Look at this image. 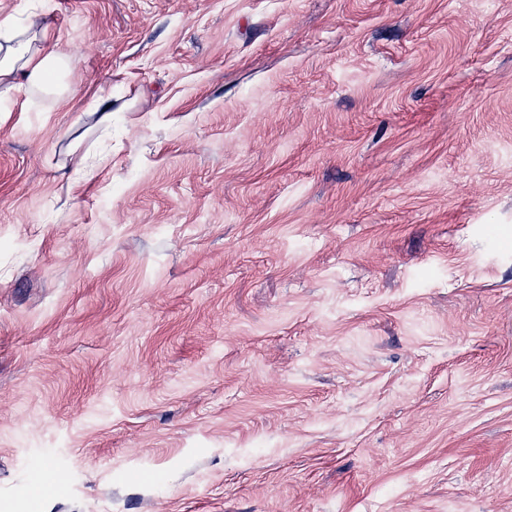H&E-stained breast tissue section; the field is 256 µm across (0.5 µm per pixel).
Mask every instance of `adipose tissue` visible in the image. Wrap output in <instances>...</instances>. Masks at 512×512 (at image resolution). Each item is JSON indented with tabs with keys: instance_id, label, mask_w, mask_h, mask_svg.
I'll use <instances>...</instances> for the list:
<instances>
[{
	"instance_id": "obj_1",
	"label": "adipose tissue",
	"mask_w": 512,
	"mask_h": 512,
	"mask_svg": "<svg viewBox=\"0 0 512 512\" xmlns=\"http://www.w3.org/2000/svg\"><path fill=\"white\" fill-rule=\"evenodd\" d=\"M71 60L49 39L44 15L30 7L24 18L0 22V101L24 94L36 108L69 94L59 75Z\"/></svg>"
}]
</instances>
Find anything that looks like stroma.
<instances>
[{"label": "stroma", "instance_id": "35a3bbf8", "mask_svg": "<svg viewBox=\"0 0 512 512\" xmlns=\"http://www.w3.org/2000/svg\"><path fill=\"white\" fill-rule=\"evenodd\" d=\"M39 8L0 512H512V0Z\"/></svg>", "mask_w": 512, "mask_h": 512}]
</instances>
